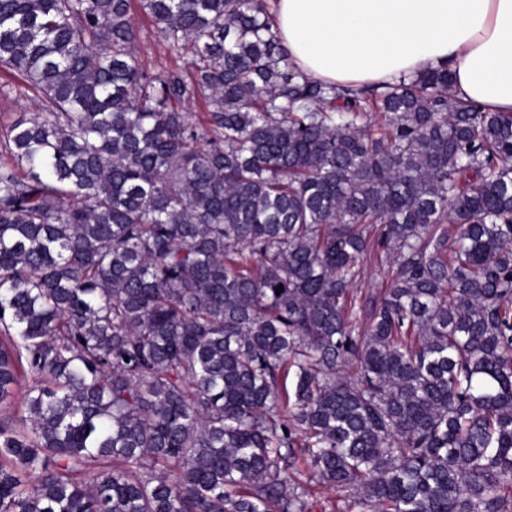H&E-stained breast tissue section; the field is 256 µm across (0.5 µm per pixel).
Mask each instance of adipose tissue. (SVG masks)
Wrapping results in <instances>:
<instances>
[{
  "label": "adipose tissue",
  "instance_id": "1",
  "mask_svg": "<svg viewBox=\"0 0 512 512\" xmlns=\"http://www.w3.org/2000/svg\"><path fill=\"white\" fill-rule=\"evenodd\" d=\"M294 69L336 87L445 68L452 92L512 113V0H273Z\"/></svg>",
  "mask_w": 512,
  "mask_h": 512
}]
</instances>
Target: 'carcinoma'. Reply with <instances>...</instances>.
I'll list each match as a JSON object with an SVG mask.
<instances>
[{
  "label": "carcinoma",
  "mask_w": 512,
  "mask_h": 512,
  "mask_svg": "<svg viewBox=\"0 0 512 512\" xmlns=\"http://www.w3.org/2000/svg\"><path fill=\"white\" fill-rule=\"evenodd\" d=\"M140 7L188 70L132 0H0V512H310L301 454L339 512H512V114ZM133 8L138 13L141 38L137 45V56L142 67L153 74H163L170 68L184 66L182 60L169 54L167 46L150 19L140 11L139 3L133 0ZM1 85L13 86L10 93H0V160L1 155L9 160L4 148L8 130L23 113L33 112L36 107V93L25 89L19 78L3 70H0V87Z\"/></svg>",
  "instance_id": "carcinoma-1"
}]
</instances>
